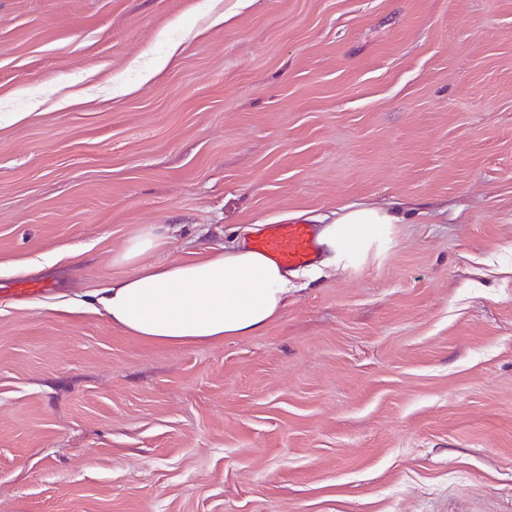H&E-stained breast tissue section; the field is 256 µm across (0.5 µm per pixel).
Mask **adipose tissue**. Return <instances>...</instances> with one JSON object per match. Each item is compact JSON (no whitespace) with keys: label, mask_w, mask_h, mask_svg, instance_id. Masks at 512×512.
Segmentation results:
<instances>
[{"label":"adipose tissue","mask_w":512,"mask_h":512,"mask_svg":"<svg viewBox=\"0 0 512 512\" xmlns=\"http://www.w3.org/2000/svg\"><path fill=\"white\" fill-rule=\"evenodd\" d=\"M398 221L374 208L344 209L320 228L321 264L344 261L359 233ZM163 240L158 226L132 238L116 258L128 274L92 294L124 332L168 345L239 339L258 335L282 313L293 273L266 255L240 244L198 260L145 263Z\"/></svg>","instance_id":"ef3b65f1"}]
</instances>
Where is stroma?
<instances>
[{"label": "stroma", "instance_id": "1", "mask_svg": "<svg viewBox=\"0 0 512 512\" xmlns=\"http://www.w3.org/2000/svg\"><path fill=\"white\" fill-rule=\"evenodd\" d=\"M237 4L0 0V512H512V0ZM347 205L260 335L74 300ZM331 223L321 224L318 242L322 246L319 263L330 266L347 259V254L355 250L360 232L370 233L379 224H399L398 216L374 208H342Z\"/></svg>", "mask_w": 512, "mask_h": 512}]
</instances>
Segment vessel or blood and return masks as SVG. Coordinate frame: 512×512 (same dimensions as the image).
<instances>
[{
  "label": "vessel or blood",
  "instance_id": "b4317fda",
  "mask_svg": "<svg viewBox=\"0 0 512 512\" xmlns=\"http://www.w3.org/2000/svg\"><path fill=\"white\" fill-rule=\"evenodd\" d=\"M253 247L277 264L291 269L315 261L319 249L315 229L300 223L265 225L255 237Z\"/></svg>",
  "mask_w": 512,
  "mask_h": 512
}]
</instances>
